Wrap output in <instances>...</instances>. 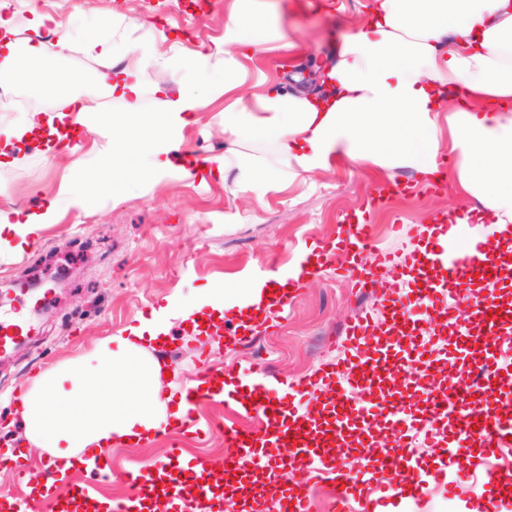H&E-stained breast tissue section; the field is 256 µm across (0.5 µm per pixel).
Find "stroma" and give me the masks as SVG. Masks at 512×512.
Wrapping results in <instances>:
<instances>
[{
    "mask_svg": "<svg viewBox=\"0 0 512 512\" xmlns=\"http://www.w3.org/2000/svg\"><path fill=\"white\" fill-rule=\"evenodd\" d=\"M144 0H0V9L53 17V29L39 36L69 32L77 44L51 66L74 74L78 87L93 97L96 111L85 114L89 130L75 154L48 155L24 145L17 165L0 167V210L39 208L53 200L66 174L99 177L94 162L101 136L96 129L112 112L111 100L100 97L94 81L99 64L86 56L79 39L109 36L108 22L121 14L143 28L164 27L187 32L198 51L224 33L227 0H210L205 13L187 8V0H161L162 15L143 7ZM288 25L302 56V68L326 61L336 39L356 22L360 0H343L344 10L316 8L312 0H284ZM188 153L216 156L224 152V127L215 113L200 112L186 132ZM385 181L372 167L336 164L291 188L270 190L263 202L234 192L210 175L168 180L143 193H119L91 200L84 207L63 209L60 223L44 225L27 249L0 254V306L30 312L28 328L7 354L0 355V449L21 448L29 470L41 469L49 453L23 446L12 426V394L33 373L84 355L99 340L123 331L138 318L175 296L192 299L204 288L242 287L254 283L255 269L282 275L303 253L343 235L342 214L359 209ZM457 184L446 192L401 198L380 210L373 223L375 246L394 256L425 246L448 250V242L432 236L429 217L438 211L475 207ZM402 227H395V215ZM381 297L357 298L349 278L320 272L298 292L274 328L259 331L256 345L211 339L201 346L187 322L172 325L154 354L170 369L161 392L179 400L180 391L202 362L223 367L239 383L250 379L251 364L265 365L278 380L315 376L331 359L322 348L325 337L362 310L377 311ZM169 443H116L105 451L114 478L97 479L95 470L81 480L106 497L119 498L127 486L120 473L131 466L153 467L164 461ZM489 483L470 482L462 489L431 487L421 504L393 498L388 512H482L493 501Z\"/></svg>",
    "mask_w": 512,
    "mask_h": 512,
    "instance_id": "35a3bbf8",
    "label": "stroma"
}]
</instances>
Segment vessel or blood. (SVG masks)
<instances>
[{"instance_id": "obj_1", "label": "vessel or blood", "mask_w": 512, "mask_h": 512, "mask_svg": "<svg viewBox=\"0 0 512 512\" xmlns=\"http://www.w3.org/2000/svg\"><path fill=\"white\" fill-rule=\"evenodd\" d=\"M431 193L446 191V180H430L415 184L395 183L370 197L362 208L346 213L343 221L348 226L345 235L328 243L318 251L322 268L354 280L356 287L375 283L380 288L385 311L382 317L372 313L358 314L343 330L341 344L347 350L338 361L329 363L314 378L291 385L269 375L265 367H257L247 399L241 400L242 415H260L261 430L230 427L224 439L231 453L225 464L200 461L185 466L180 448H170L165 462L157 473L128 471L122 476L128 486L126 496L112 499L95 497L86 485L74 487L62 498L46 502V512H152V505L161 501L165 512H223L224 483L236 482L248 465L254 464L259 449L291 448L301 456L302 482L283 487L280 492L282 507L289 512H310L307 484L312 480L332 483L339 501H346L356 490L367 493L362 512H383L385 502L380 496L382 487L373 474L351 475L339 463L336 455L319 445V425L316 419L298 411L288 403V396L321 392L323 411L329 423L337 425L338 439L356 435L365 440L369 422L370 402L366 393L378 378L381 358L398 353L394 365L386 369L394 387L417 383L428 412L424 429H432L436 417H444L459 442L476 445L471 455H460L456 446L449 447L448 459L460 476L488 470L490 460L504 448L512 446V419L500 410L512 404V394L497 388L485 389L477 396L468 388H461L456 405H449L448 395L424 387L422 381L428 362L411 359L415 339L428 332L435 321L453 328L459 337L455 346L461 360L473 358L475 353L471 333L462 318L463 309H471L485 319L486 345L478 366L490 370L497 352L512 348V313L504 311L496 294L499 283L500 258L494 249L475 246L454 255L444 256L418 249L407 253L402 260L388 254H374L371 233L373 209L386 197L409 190ZM484 212H444L433 214L431 222L437 235L453 236L459 225L487 221ZM467 290L466 304L446 306L438 304L439 295L447 293L449 283ZM224 395V372L203 366L197 378L184 393L187 411L177 418L172 429L180 435H196L195 411L203 402H215ZM391 433L397 434L395 460H381V467L397 463L400 480L393 492L405 499H419L423 488L433 482L446 480L443 469H432L420 461L411 435V415L403 401H395L387 418Z\"/></svg>"}]
</instances>
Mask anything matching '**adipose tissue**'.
Instances as JSON below:
<instances>
[{
	"label": "adipose tissue",
	"instance_id": "obj_1",
	"mask_svg": "<svg viewBox=\"0 0 512 512\" xmlns=\"http://www.w3.org/2000/svg\"><path fill=\"white\" fill-rule=\"evenodd\" d=\"M44 22L38 14L0 17L1 78L26 79L22 59L47 55L27 35ZM294 47L265 0H229L224 34L203 52L113 16L111 38L84 43L102 66V95L118 106L96 154L112 179L94 191L141 193L147 182L188 175L185 130L196 113L216 107L228 145L214 163L220 176L234 175L239 191L260 200L341 162L431 175L444 152L451 176L493 213L496 243L512 252V0H368L334 45L318 90L273 81L260 68L262 55ZM152 70L168 82L150 81ZM39 90L64 110L24 109L1 123L0 165L15 163L19 144L45 127L56 135L53 152L77 151L70 116L92 111L90 100L61 70L45 73ZM143 112L150 123L138 122ZM88 193L81 178L67 177L40 210L0 211V253L21 249L43 225L59 223L61 205H83ZM225 305L213 288L165 304L31 378L16 402L27 441L58 458L82 454L92 467L108 444L143 443L168 430L160 399L167 369L153 350L172 320L214 325Z\"/></svg>",
	"mask_w": 512,
	"mask_h": 512
}]
</instances>
